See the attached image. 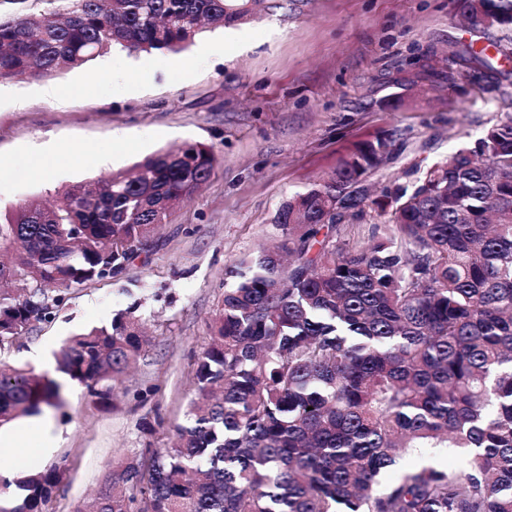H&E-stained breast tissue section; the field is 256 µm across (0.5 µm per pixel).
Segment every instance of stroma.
I'll use <instances>...</instances> for the list:
<instances>
[{
  "label": "stroma",
  "instance_id": "stroma-1",
  "mask_svg": "<svg viewBox=\"0 0 512 512\" xmlns=\"http://www.w3.org/2000/svg\"><path fill=\"white\" fill-rule=\"evenodd\" d=\"M495 31L461 26L454 0H285L283 7L198 36L213 45L152 55L111 51L44 82L0 80V224L29 200L53 203L70 187L131 169L145 157L198 142L217 163L192 198L170 211L118 277L72 289L55 318L0 350V361L57 378L55 355L76 332L139 316L148 338L114 384L110 405L77 383L44 410L58 436L44 462L58 490L48 512L90 507L114 463L171 447L195 396L198 355L238 257L276 236L273 217L295 193L326 178L338 158L382 131L405 152L372 171L382 188L415 161L433 163L477 140L499 110L496 92L458 77L422 93L394 85L449 42L485 44ZM119 83L95 80L100 70Z\"/></svg>",
  "mask_w": 512,
  "mask_h": 512
}]
</instances>
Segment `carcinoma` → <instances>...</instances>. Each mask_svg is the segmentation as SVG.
<instances>
[{"instance_id": "obj_1", "label": "carcinoma", "mask_w": 512, "mask_h": 512, "mask_svg": "<svg viewBox=\"0 0 512 512\" xmlns=\"http://www.w3.org/2000/svg\"><path fill=\"white\" fill-rule=\"evenodd\" d=\"M0 22V78L52 76L114 48L185 50L208 26L275 8L270 0H61ZM473 43L429 52L399 86L444 88L461 74L506 110L477 139L374 197L358 184L400 148L359 144L328 177L283 203L279 235L235 261L197 360L196 397L172 448L112 466L95 512H512V0H456ZM216 157L187 142L60 205L20 207L0 224L19 243L0 264V347L49 320L66 294L121 275ZM370 225L366 243L342 239ZM147 338L120 315L75 335L58 370L108 404ZM62 404L61 385L0 368V427ZM456 466L422 463L384 480L403 454L442 443ZM56 471L0 481V512H46Z\"/></svg>"}]
</instances>
